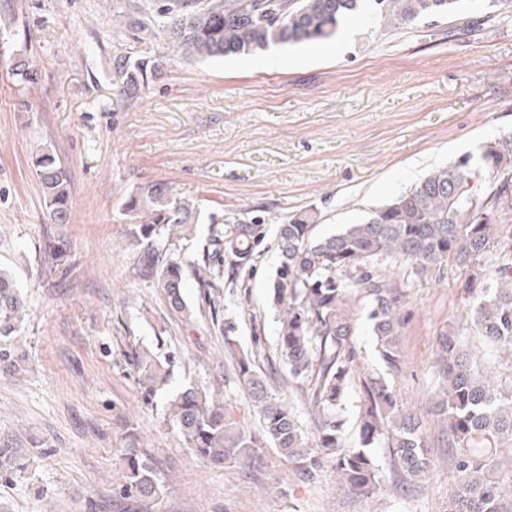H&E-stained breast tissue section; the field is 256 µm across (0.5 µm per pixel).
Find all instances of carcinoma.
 Returning <instances> with one entry per match:
<instances>
[{
	"label": "carcinoma",
	"mask_w": 512,
	"mask_h": 512,
	"mask_svg": "<svg viewBox=\"0 0 512 512\" xmlns=\"http://www.w3.org/2000/svg\"><path fill=\"white\" fill-rule=\"evenodd\" d=\"M461 0H373L371 9L390 28L455 12ZM365 0H161L157 13L167 50L180 58L206 61L230 55H254L273 46L331 40L343 23L365 14ZM167 57L112 61V87L125 101L137 100L162 75ZM36 175L47 215L68 223L70 184L54 155L44 153ZM198 207L151 182L123 202L132 219L129 238L136 268L165 294L169 306L191 318L182 295L183 263L163 253L161 241L194 235ZM512 214V134L480 147L471 158L433 171L419 183L371 212L361 223L318 237L313 209L298 211L279 225L280 262L273 299L281 310L280 349L288 379L307 387L315 410L314 445H309L297 416L271 394L245 354L224 338L239 381L248 389L266 444L312 480L330 466L349 489H368L376 465L368 449L386 439L407 478L421 480L431 470L429 445L420 420L400 402L386 379L363 366L354 340L360 310L367 311L377 349L388 367H396L402 293L389 268L402 264L422 280L464 278L468 302L460 317L436 338L434 374L440 396L432 415L441 424L442 447L455 482L448 512H512V484L493 477L512 445V380L504 386L481 370L480 352L466 347L477 335L500 356L512 357V224H498ZM265 237L261 222L213 224L211 252L194 266L209 300L221 301L224 270L235 276L251 266ZM24 302L10 273L0 270V367L23 360L12 334L24 316ZM138 383L151 399L170 380L174 359L162 363L146 352L135 356ZM360 383L357 423L360 446L347 448L336 411L349 389ZM164 419L178 429L191 450L218 467L257 458L262 444L246 434L224 411V400L189 383L164 405ZM125 467L112 488L126 512H148L166 488L153 460L140 450L135 428L126 426ZM22 448L0 445V480L24 468Z\"/></svg>",
	"instance_id": "1"
}]
</instances>
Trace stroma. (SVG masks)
I'll return each mask as SVG.
<instances>
[{"label": "stroma", "mask_w": 512, "mask_h": 512, "mask_svg": "<svg viewBox=\"0 0 512 512\" xmlns=\"http://www.w3.org/2000/svg\"><path fill=\"white\" fill-rule=\"evenodd\" d=\"M158 0H0V268L26 302L15 342L27 359L0 368V442L28 449L21 472L0 480L6 512H122L112 484L124 469L126 425L169 481L152 512H446L453 480L445 449L434 469L406 481L389 448L372 454L373 491L338 478L301 479L274 449L250 465L211 466L146 400L132 362L177 354L172 388L222 384L224 407L244 430L261 428L224 347L238 350L269 391L314 424L303 389L288 379L272 298L278 228L316 209V235L362 222L432 170L512 132V0H463L457 13L401 29L346 22L335 39L207 61L172 58L135 103L112 89V58L166 54ZM28 60L31 83L11 74ZM53 153L71 180L69 221L52 223L36 159ZM167 183L200 209L195 237L174 255L202 259L213 224L263 219L267 236L244 279L225 283L213 310L193 271L185 319L140 276L126 197ZM58 242L65 264L48 245ZM404 298L401 361L393 382L428 438L436 393V334L462 307L457 279L432 284L394 267Z\"/></svg>", "instance_id": "35a3bbf8"}]
</instances>
